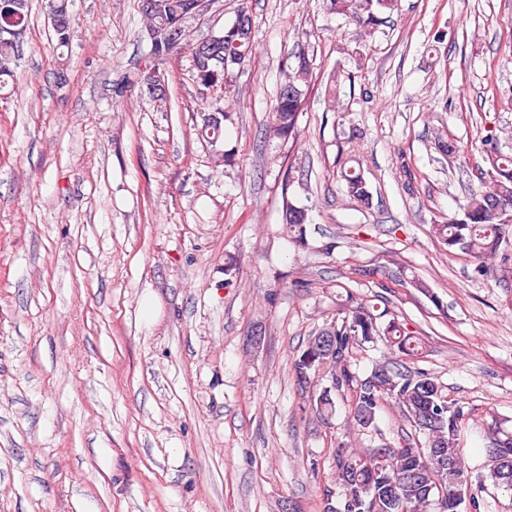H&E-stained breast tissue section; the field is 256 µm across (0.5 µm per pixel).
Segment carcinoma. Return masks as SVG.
Here are the masks:
<instances>
[{"mask_svg":"<svg viewBox=\"0 0 512 512\" xmlns=\"http://www.w3.org/2000/svg\"><path fill=\"white\" fill-rule=\"evenodd\" d=\"M154 7L143 12L147 35L184 23L191 0H153ZM329 14H343L355 21L374 25L379 15L397 9V0H323ZM28 0H0V18L11 16L18 25L28 24ZM218 57L224 63L217 82L224 83V95L209 99L208 111L223 115V122L202 127L204 136L213 147L214 155L224 164L235 163V153L224 151V123L233 121L232 107L240 104L233 96L236 69L255 55L251 22L239 27L232 22L218 33ZM17 48L10 36L0 32V88L13 76L11 64ZM316 80L313 60L304 52L296 56V65L285 71L272 106L269 132L280 138L295 139L299 135L298 118L304 111L306 97ZM294 89L293 97L287 91ZM490 168L480 185L469 193L460 214L446 224L434 225L435 233L448 246L478 260L476 272H489L488 262L509 260L506 226L502 224L496 206L512 204V156L488 154ZM348 196L367 205L371 200L367 181L362 172L349 170L343 175ZM306 221L285 220L288 237L305 245ZM366 303L351 305L341 325L329 327L332 343L327 348L316 346L313 336L294 361V372L305 384L316 376L310 362L322 368L330 387L313 398L315 413L329 422L336 413L333 396L350 394L347 401L352 427L359 432L377 428L383 404L392 405L410 424L413 432L396 445H380L363 451L340 448L334 458L336 481L342 494L336 503L325 502L323 512H439L438 496L454 495L455 504L446 512H460L468 490L469 471L464 464L461 441V407L448 400L445 387L425 372L399 368L388 361L376 365L361 378L352 370L351 354L356 343L384 342L401 355L422 354V340L406 331L396 318L386 323ZM424 440H419V437ZM488 474L497 489L512 491V432L494 427L486 448Z\"/></svg>","mask_w":512,"mask_h":512,"instance_id":"carcinoma-1","label":"carcinoma"}]
</instances>
